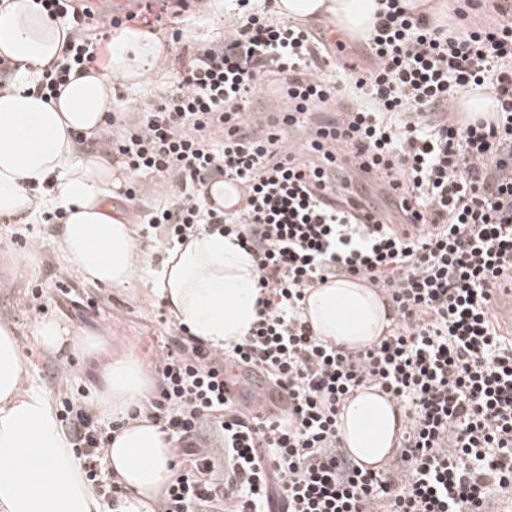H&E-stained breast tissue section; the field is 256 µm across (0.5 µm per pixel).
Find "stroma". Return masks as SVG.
<instances>
[{"label":"stroma","instance_id":"obj_1","mask_svg":"<svg viewBox=\"0 0 512 512\" xmlns=\"http://www.w3.org/2000/svg\"><path fill=\"white\" fill-rule=\"evenodd\" d=\"M236 0H224L219 12L188 10L183 17L186 44H210L222 38L224 20L233 15ZM161 57L155 73L145 82L129 84L113 78L114 95L130 104L157 102L175 77L169 60L174 52L165 32H157ZM55 229L45 217H21L0 223V320L10 322L28 356L27 382L43 392L53 405L80 390L96 402L98 370L114 354L127 352L155 362L168 331L163 302L146 298L139 286L106 288L67 275L58 283L62 255L55 246L30 252V244L50 239ZM75 290L71 301H60V288ZM44 319L57 321L70 335L97 339L105 349L89 353L80 349L54 352L31 342V331Z\"/></svg>","mask_w":512,"mask_h":512}]
</instances>
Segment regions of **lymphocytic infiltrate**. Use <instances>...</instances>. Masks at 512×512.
Segmentation results:
<instances>
[{"label":"lymphocytic infiltrate","mask_w":512,"mask_h":512,"mask_svg":"<svg viewBox=\"0 0 512 512\" xmlns=\"http://www.w3.org/2000/svg\"><path fill=\"white\" fill-rule=\"evenodd\" d=\"M62 20L70 55L37 84L55 99L73 69L97 68L128 22L182 38L188 0H160L99 25L88 0H39ZM224 22L222 40L184 49L177 85L145 108L109 149L130 175L153 174L167 198L144 215L169 244L198 230L232 236L258 275V311L224 349L186 327L172 330L159 361V395L139 413L161 424L181 466L161 512H505L512 507V337L487 290L512 281V0L484 22L481 0L450 21L387 0L366 36L368 66L335 55L329 29L248 8ZM342 70L343 81L330 69ZM276 81L291 126L249 129L245 115ZM489 94V117L455 116L460 95ZM307 128L305 141L290 127ZM384 183L400 224L368 223L371 207L351 174ZM234 177L231 214L211 208L197 183ZM421 221L412 235L401 224ZM362 279L383 291L396 320L376 342L344 349L314 336L303 315L310 288ZM242 365L288 397L284 417L246 413L224 396V370ZM378 387L407 423L388 468L348 458L341 407ZM86 479L105 501L121 488L103 474L108 434L83 392L62 403ZM218 432L214 449L200 437ZM227 458L224 482L211 474Z\"/></svg>","instance_id":"obj_1"}]
</instances>
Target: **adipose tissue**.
Returning a JSON list of instances; mask_svg holds the SVG:
<instances>
[{
  "label": "adipose tissue",
  "mask_w": 512,
  "mask_h": 512,
  "mask_svg": "<svg viewBox=\"0 0 512 512\" xmlns=\"http://www.w3.org/2000/svg\"><path fill=\"white\" fill-rule=\"evenodd\" d=\"M288 19H326L366 35L379 0H275ZM62 25L34 0H10L0 9V57L16 65L0 90V219L60 209L65 222L57 244L66 270L103 287L141 282L164 301L171 318L195 336L226 347L245 336L256 318V270L234 238L201 230L167 250L147 268L137 229L112 206V165L100 156L76 157L73 135L103 130L112 79L145 80L160 48L151 33L129 29L114 43L105 71L72 73L58 98L44 102L34 86L46 68L65 56ZM303 314L319 339L359 347L387 334L386 298L359 280H336L311 289ZM26 354L10 324L0 323V512H151L172 476L167 432L145 418L129 420L146 392L141 364L116 356L103 366L100 405L121 421L106 462L126 495L106 503L85 480L82 463L51 402L27 387ZM403 414L389 395L367 387L342 408L339 435L365 466L388 460L402 431Z\"/></svg>",
  "instance_id": "adipose-tissue-1"
}]
</instances>
